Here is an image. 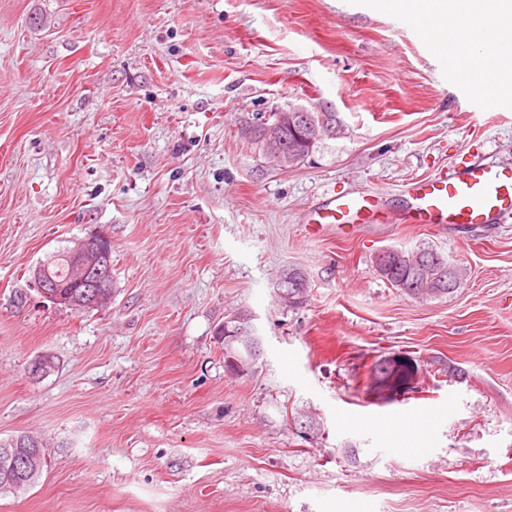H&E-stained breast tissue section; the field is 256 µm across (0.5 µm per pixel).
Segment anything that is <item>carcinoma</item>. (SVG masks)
<instances>
[{
  "instance_id": "carcinoma-1",
  "label": "carcinoma",
  "mask_w": 512,
  "mask_h": 512,
  "mask_svg": "<svg viewBox=\"0 0 512 512\" xmlns=\"http://www.w3.org/2000/svg\"><path fill=\"white\" fill-rule=\"evenodd\" d=\"M378 274L389 285L413 298H436L448 295L461 287L462 270L449 261L447 257L433 249H420L407 253L398 249H390L387 265H382L378 258H372ZM50 276L60 284L70 278L69 263L65 253L48 263ZM291 281L288 282V296L278 297L281 306L288 309L302 307L309 298L310 282L306 274L299 268L288 269ZM44 464L34 467L27 461L18 467L17 477L21 479L25 491L35 486L41 477Z\"/></svg>"
}]
</instances>
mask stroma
I'll return each instance as SVG.
<instances>
[{
	"label": "stroma",
	"mask_w": 512,
	"mask_h": 512,
	"mask_svg": "<svg viewBox=\"0 0 512 512\" xmlns=\"http://www.w3.org/2000/svg\"><path fill=\"white\" fill-rule=\"evenodd\" d=\"M292 104L335 123L284 169L254 129ZM483 158L512 162V100L484 109L376 0H0V438L47 458L0 512H512V216L301 222L355 189L397 210L407 181ZM92 235L109 304L45 300L33 270ZM423 247L466 268L454 294L371 262ZM240 310L263 339L244 376L217 334ZM286 272H288L291 281L288 282V275H282L276 283V292L283 295L288 289V296H277L278 301L284 308H300L308 301L310 282L306 274L299 268H289L282 274Z\"/></svg>",
	"instance_id": "35a3bbf8"
}]
</instances>
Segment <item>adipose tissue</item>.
Segmentation results:
<instances>
[{
    "label": "adipose tissue",
    "mask_w": 512,
    "mask_h": 512,
    "mask_svg": "<svg viewBox=\"0 0 512 512\" xmlns=\"http://www.w3.org/2000/svg\"><path fill=\"white\" fill-rule=\"evenodd\" d=\"M381 6L414 21L437 22L433 46L455 58L471 45L481 46L490 68L476 67L472 82L482 92L512 93L504 64L512 61V0H379Z\"/></svg>",
    "instance_id": "adipose-tissue-1"
}]
</instances>
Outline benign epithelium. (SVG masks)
<instances>
[{
	"mask_svg": "<svg viewBox=\"0 0 512 512\" xmlns=\"http://www.w3.org/2000/svg\"><path fill=\"white\" fill-rule=\"evenodd\" d=\"M278 124L299 130V141L302 143L319 138L328 131V128L318 126L311 111L299 105L280 110ZM276 131L273 125L267 128L266 142L274 148L280 163L285 165L288 163V149L279 145ZM110 245L111 241L103 235L75 241L67 251L71 279L64 287L45 276V266L37 267L33 271V279L41 296L55 305L74 310L101 307L112 293ZM218 336L246 350L244 361L233 356L227 357V360L235 374L249 373L262 353V339L253 324V316H248L246 320L234 315L228 317L219 329Z\"/></svg>",
	"mask_w": 512,
	"mask_h": 512,
	"instance_id": "benign-epithelium-1",
	"label": "benign epithelium"
}]
</instances>
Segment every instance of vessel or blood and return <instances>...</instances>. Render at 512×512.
I'll return each instance as SVG.
<instances>
[{
    "label": "vessel or blood",
    "mask_w": 512,
    "mask_h": 512,
    "mask_svg": "<svg viewBox=\"0 0 512 512\" xmlns=\"http://www.w3.org/2000/svg\"><path fill=\"white\" fill-rule=\"evenodd\" d=\"M394 224L492 225L512 213V165L472 161L415 181ZM383 195L378 191L345 192L307 212L305 221L325 228L376 221Z\"/></svg>",
    "instance_id": "1"
}]
</instances>
